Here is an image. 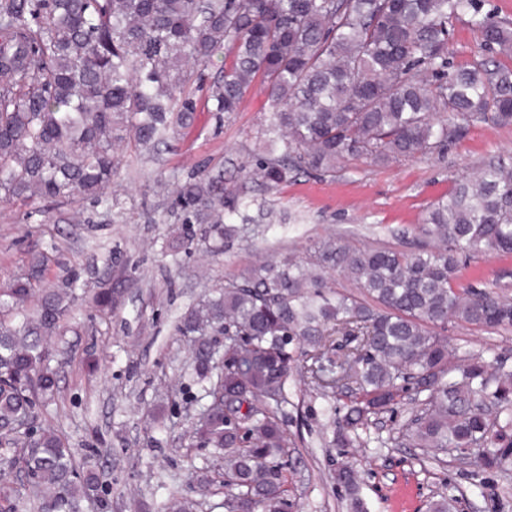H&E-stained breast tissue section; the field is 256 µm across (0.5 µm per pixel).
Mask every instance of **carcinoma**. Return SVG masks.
I'll list each match as a JSON object with an SVG mask.
<instances>
[{
    "label": "carcinoma",
    "mask_w": 512,
    "mask_h": 512,
    "mask_svg": "<svg viewBox=\"0 0 512 512\" xmlns=\"http://www.w3.org/2000/svg\"><path fill=\"white\" fill-rule=\"evenodd\" d=\"M468 16L488 50L512 59V26L479 0H0V199L101 201L122 145L153 152L190 128L196 93L221 120L261 82L274 112L269 146L249 179L276 188L349 160L387 165L442 149L462 125L512 126V67L492 58L457 68L452 22ZM224 67L205 82L214 55ZM185 223L205 224L219 251L237 225L272 215L224 170L178 183ZM413 251L315 243L305 260H268L229 278L184 313L190 378L207 402L190 438L223 455L225 512H288V435L281 414L299 371L320 395L351 388L330 443L405 398L398 443L438 461L477 451L503 468L512 447V371L459 358L440 331L451 320L512 327V298L461 288L458 258L512 254V158L489 161L430 206ZM50 258L0 288V512H81L99 477L78 473L57 430L33 429L54 399L52 339L65 335L86 267L46 283ZM360 295L329 290L326 273ZM133 267L107 265L92 289L102 312L134 286ZM346 341L340 360L329 353ZM24 476L27 499L13 494Z\"/></svg>",
    "instance_id": "cac0c4a2"
}]
</instances>
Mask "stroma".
<instances>
[{
  "label": "stroma",
  "instance_id": "1",
  "mask_svg": "<svg viewBox=\"0 0 512 512\" xmlns=\"http://www.w3.org/2000/svg\"><path fill=\"white\" fill-rule=\"evenodd\" d=\"M448 48L458 67L490 56L465 17L455 21ZM271 111L258 84L239 111L221 121L198 102L194 125L171 139L159 159L120 152L108 192L112 208L91 199L0 204V285L21 274L37 251L53 256L52 279L90 261L99 272L108 261L136 268V288L107 318L89 302L75 304L59 392L37 410L39 426L67 438L77 467L100 477L99 496L109 506L102 511L91 502L85 512H166L190 498L194 512H224L221 485L198 498L189 484L195 473L217 474L223 461L213 449L190 444L203 391L189 380V343L175 329L177 317L209 296L213 285L262 259L304 258L323 239L411 249L431 204L451 195L471 170L512 156V127L477 122L423 157L386 166L352 161L332 177L303 176L273 190L256 187L258 197L287 215L286 223L252 225L219 253L196 240L177 256L166 255L163 245L183 220L174 204L178 182L218 167L245 180ZM458 283L512 298V255L461 258ZM446 337L459 355L503 359L512 368V328L480 330L456 321ZM327 406V400L302 392L286 409L294 443L288 461L292 512H353L356 497L364 512H426L428 501L442 495L452 498V512H512V464L492 471L451 454L429 463L419 460L417 449L388 444L409 416L406 404L361 432L355 447H332L324 430L345 408L331 414ZM343 465L357 473V494L336 480Z\"/></svg>",
  "mask_w": 512,
  "mask_h": 512
}]
</instances>
